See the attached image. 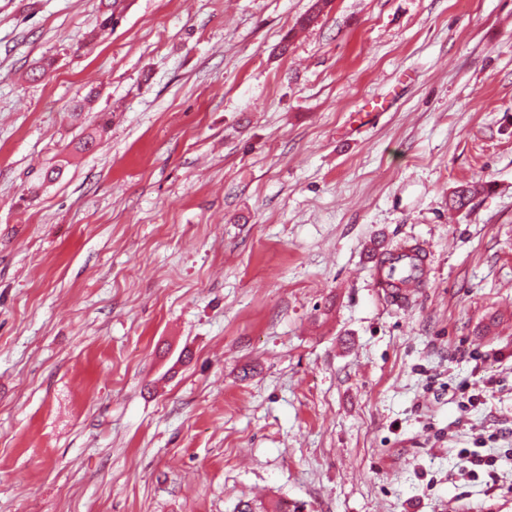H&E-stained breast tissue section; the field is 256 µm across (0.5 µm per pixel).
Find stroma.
<instances>
[{
  "label": "stroma",
  "instance_id": "1",
  "mask_svg": "<svg viewBox=\"0 0 512 512\" xmlns=\"http://www.w3.org/2000/svg\"><path fill=\"white\" fill-rule=\"evenodd\" d=\"M311 3L0 0V512H512V0ZM482 190H484V184L476 181L457 186L451 193L450 207L458 210L466 208ZM499 458L494 454L483 455L477 450L461 448L457 452L456 474L472 484H487L486 478L494 481L497 476Z\"/></svg>",
  "mask_w": 512,
  "mask_h": 512
}]
</instances>
